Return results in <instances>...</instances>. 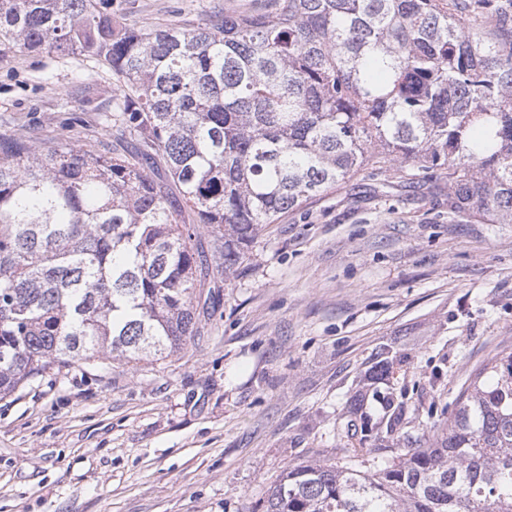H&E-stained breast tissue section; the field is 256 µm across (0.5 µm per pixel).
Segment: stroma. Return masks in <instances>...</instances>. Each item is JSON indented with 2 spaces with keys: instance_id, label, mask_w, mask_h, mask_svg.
<instances>
[{
  "instance_id": "obj_1",
  "label": "stroma",
  "mask_w": 512,
  "mask_h": 512,
  "mask_svg": "<svg viewBox=\"0 0 512 512\" xmlns=\"http://www.w3.org/2000/svg\"><path fill=\"white\" fill-rule=\"evenodd\" d=\"M258 0H112L127 26L197 25ZM119 89L81 53L0 58V134L96 135ZM221 282L200 340L160 360L49 370L0 399V512H263L291 465L336 463L350 397L394 437L443 420L471 371L512 350V224L448 218L445 185L420 192L367 165L265 226ZM407 361L366 385L377 353ZM393 437V438H394Z\"/></svg>"
}]
</instances>
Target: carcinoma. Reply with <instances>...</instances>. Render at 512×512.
<instances>
[{
  "instance_id": "1",
  "label": "carcinoma",
  "mask_w": 512,
  "mask_h": 512,
  "mask_svg": "<svg viewBox=\"0 0 512 512\" xmlns=\"http://www.w3.org/2000/svg\"><path fill=\"white\" fill-rule=\"evenodd\" d=\"M498 0H269L191 28L119 26L108 0H0V57L79 51L120 84L91 138L0 136V398L45 370L160 359L202 335L210 259L371 162L448 186V214L512 224V28ZM181 206L211 242L181 224ZM400 360L379 355L370 378ZM293 465L264 512H512V352L470 376L424 448Z\"/></svg>"
}]
</instances>
